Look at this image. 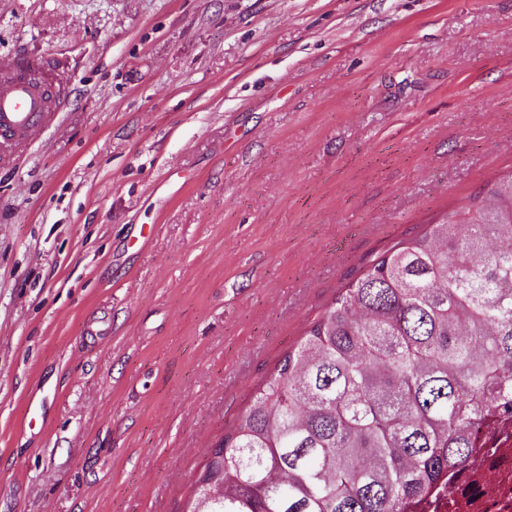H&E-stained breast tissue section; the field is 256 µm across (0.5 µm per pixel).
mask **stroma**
Masks as SVG:
<instances>
[{
    "mask_svg": "<svg viewBox=\"0 0 512 512\" xmlns=\"http://www.w3.org/2000/svg\"><path fill=\"white\" fill-rule=\"evenodd\" d=\"M65 104L0 162V512H185L341 288L512 173V0H0Z\"/></svg>",
    "mask_w": 512,
    "mask_h": 512,
    "instance_id": "35a3bbf8",
    "label": "stroma"
}]
</instances>
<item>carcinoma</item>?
<instances>
[{
    "instance_id": "obj_1",
    "label": "carcinoma",
    "mask_w": 512,
    "mask_h": 512,
    "mask_svg": "<svg viewBox=\"0 0 512 512\" xmlns=\"http://www.w3.org/2000/svg\"><path fill=\"white\" fill-rule=\"evenodd\" d=\"M395 242L277 362L188 512H409L512 416V175Z\"/></svg>"
}]
</instances>
